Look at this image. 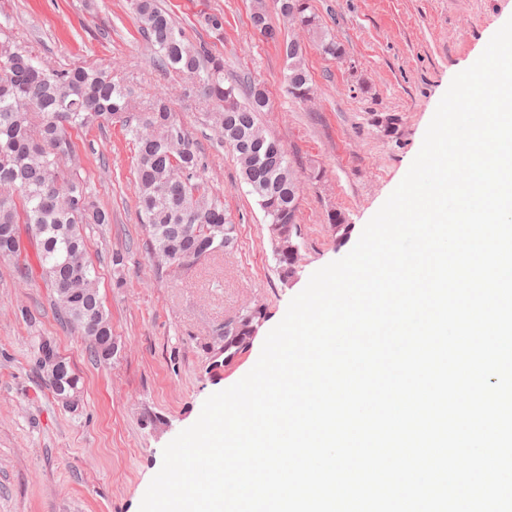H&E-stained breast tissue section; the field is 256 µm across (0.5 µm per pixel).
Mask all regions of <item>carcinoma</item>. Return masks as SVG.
<instances>
[{
	"mask_svg": "<svg viewBox=\"0 0 512 512\" xmlns=\"http://www.w3.org/2000/svg\"><path fill=\"white\" fill-rule=\"evenodd\" d=\"M132 7L152 49V63L192 80L189 92L213 107L224 143L233 149L239 142L260 143L257 164L247 163L239 151L236 157L243 180L269 218L272 238L281 243L274 254L281 277L288 278V238L297 232L300 188L287 150L256 121L257 113L269 110L265 91L251 83L247 101H240L236 87L224 84V62L206 45L186 42L156 0H132ZM251 20L267 39L278 41L261 0ZM292 23L314 36L323 54L344 57L341 44L322 30L310 9ZM5 47L7 54L0 53L5 60L0 64V258L21 253L20 225H25L60 318L84 336H101L102 327L110 331L112 326L99 296H85L95 278L79 226L109 224L111 215L96 204L77 173L65 167L74 151L67 130L112 124L115 115L125 116L121 127L135 148L137 206L156 258L174 251L191 266L223 251L224 242H211V235H224V202L199 182L200 154L165 98L143 106L135 88L112 80L105 65L38 69L25 47L1 41L0 49ZM281 49L288 61L290 93L304 100L313 89L305 45L286 41ZM57 182L65 202L53 207L48 190Z\"/></svg>",
	"mask_w": 512,
	"mask_h": 512,
	"instance_id": "1",
	"label": "carcinoma"
}]
</instances>
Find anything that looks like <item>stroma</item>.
<instances>
[{"instance_id":"stroma-1","label":"stroma","mask_w":512,"mask_h":512,"mask_svg":"<svg viewBox=\"0 0 512 512\" xmlns=\"http://www.w3.org/2000/svg\"><path fill=\"white\" fill-rule=\"evenodd\" d=\"M160 2L187 42L223 58L225 84L247 78L266 89L260 122L286 148L300 184V269L282 280L267 219L210 107L189 95L186 76L152 69L130 0H0V41L22 42L53 67L109 64L145 103L166 95L199 147L201 180L237 229L222 255L159 265L138 213L134 148L120 124L72 131V165L112 214L111 223L82 233L119 350L97 362L60 320L34 247L0 259V512H139L164 447L197 420L207 397L249 371L311 274L355 246L418 154L453 77L512 16V0H309L345 57L308 47L315 94L302 102L287 92L279 46L251 24L253 0ZM212 14L223 16V33L207 26ZM335 212L352 226L347 238L329 222ZM257 305L265 318L249 348L215 365L225 321ZM25 310L33 322L22 319ZM43 336L80 378L78 409L55 398L36 366Z\"/></svg>"}]
</instances>
